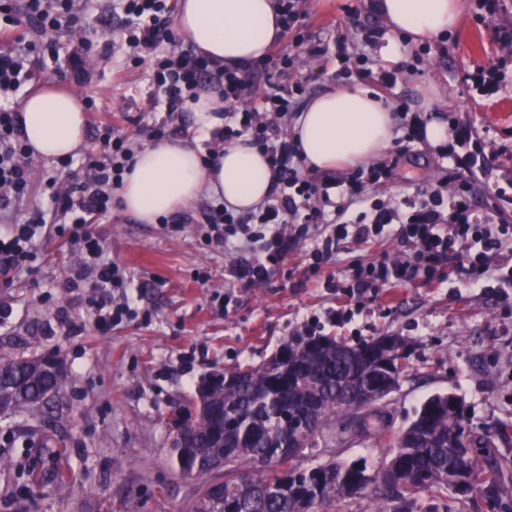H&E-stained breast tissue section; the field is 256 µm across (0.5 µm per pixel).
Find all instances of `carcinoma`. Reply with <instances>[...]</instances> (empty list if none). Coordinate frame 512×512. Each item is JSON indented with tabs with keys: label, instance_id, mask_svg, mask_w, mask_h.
<instances>
[{
	"label": "carcinoma",
	"instance_id": "obj_1",
	"mask_svg": "<svg viewBox=\"0 0 512 512\" xmlns=\"http://www.w3.org/2000/svg\"><path fill=\"white\" fill-rule=\"evenodd\" d=\"M375 343L350 346L327 337L309 350L292 340L280 347L288 353L284 370L237 365L226 368L235 383L198 386L193 422L171 448L175 475L198 485L190 512H319L367 491L394 499V512H411L419 494L448 492L458 476L467 485L460 498H477L487 489L504 495L512 486L494 437L442 398H428L402 436L390 434L384 397L370 394L355 403L376 380L379 366L370 357ZM67 383L59 364L0 354L1 412L21 406L41 414L47 397ZM278 413L311 422L310 438L297 448H313L320 438L329 447L341 446L339 431L351 440L383 443L385 461L362 483L345 463L308 466L297 457L281 458L277 449L290 433L274 419Z\"/></svg>",
	"mask_w": 512,
	"mask_h": 512
}]
</instances>
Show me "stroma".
I'll list each match as a JSON object with an SVG mask.
<instances>
[{"label": "stroma", "mask_w": 512, "mask_h": 512, "mask_svg": "<svg viewBox=\"0 0 512 512\" xmlns=\"http://www.w3.org/2000/svg\"><path fill=\"white\" fill-rule=\"evenodd\" d=\"M91 0L87 30L104 29L113 51L94 44L82 72L55 71L62 89L91 97L115 134L136 137L128 114L154 93L150 64L132 68L121 47L125 17ZM371 0H307L310 30L324 36L327 25L350 34V9L379 24ZM479 0H465L462 20L447 42L433 45L418 72L408 63L370 50L374 68L395 72L394 92L411 110L419 90L436 99L430 119L448 113L470 121L486 138L494 176H512V52L500 38L512 29V0H498L492 18L479 21ZM499 67L497 91L473 90L466 76L475 66ZM444 162L431 144L414 145L399 161L391 191H413L442 177ZM105 260L123 267L128 286L120 297L134 318L100 333L86 298L71 287L81 262L77 245L55 234L37 239L31 271L0 276V352L16 357L55 356L68 375L66 388L38 420L19 425L0 418V512H187L194 485L178 479L169 463L172 434L166 417L195 393L201 377L229 366H259L305 326L355 345L384 333L402 336L410 353L399 387L384 404L394 429H402L430 396L447 393L464 405L473 424L505 435L499 451L512 464V307L452 279L438 288L408 286L381 290L374 301L355 305L339 284L355 260L380 252L396 254V241H344L318 275L303 251L288 255L268 279L236 278L237 251L204 244L197 225L145 224L123 209L90 225ZM235 300L225 303V292ZM351 319L336 317L338 308ZM308 464L366 458L377 465L380 447L356 440L338 449H304ZM66 494L55 490L57 478Z\"/></svg>", "instance_id": "obj_1"}]
</instances>
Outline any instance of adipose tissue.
I'll return each instance as SVG.
<instances>
[{
    "instance_id": "obj_1",
    "label": "adipose tissue",
    "mask_w": 512,
    "mask_h": 512,
    "mask_svg": "<svg viewBox=\"0 0 512 512\" xmlns=\"http://www.w3.org/2000/svg\"><path fill=\"white\" fill-rule=\"evenodd\" d=\"M274 0H180L173 24L196 50L231 64L258 61L276 38ZM375 11L390 29L391 51L444 39L458 26L462 0H375ZM215 93L189 103L192 139L154 143L137 156L134 172L119 191L127 213L147 224L186 207L203 195H219L249 209L259 205L271 173L255 148L227 146L215 167H204L199 136L224 124ZM25 133L39 156L76 152L84 142V103L73 93L43 87L18 105ZM396 116L390 106L360 85H347L314 97L294 130L301 136L304 164L313 170L369 162L391 144Z\"/></svg>"
}]
</instances>
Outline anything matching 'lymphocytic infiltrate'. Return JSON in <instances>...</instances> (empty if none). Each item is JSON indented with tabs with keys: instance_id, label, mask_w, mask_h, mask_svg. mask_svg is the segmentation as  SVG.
<instances>
[{
	"instance_id": "1",
	"label": "lymphocytic infiltrate",
	"mask_w": 512,
	"mask_h": 512,
	"mask_svg": "<svg viewBox=\"0 0 512 512\" xmlns=\"http://www.w3.org/2000/svg\"><path fill=\"white\" fill-rule=\"evenodd\" d=\"M86 3L26 0L18 14L12 0H0V273L29 269L35 238L46 224L80 233L87 259L71 285L76 288L92 281L94 293L88 303L107 328L132 313L128 301L115 297L125 276L118 265L103 261L98 240L85 226L110 214L113 192L136 164L131 140L98 123L100 155L60 159L61 169L72 173V181L51 194L48 207L29 208L25 202L34 189L35 150L10 100L11 94L34 81L33 67L42 51L55 49L51 41L41 51L23 44L19 27L56 30L60 18L79 20ZM120 4L133 62H141L143 53L153 55L151 79L157 95L147 100L142 112L148 115L161 108L165 114L146 124L150 140L177 137L187 102L198 100L200 91L211 90L224 103V125L212 131L205 162H214L221 146L242 139L270 167L271 190L259 207L238 212L212 201L203 211L201 227L208 244L225 248L233 242L241 247L260 243V257L237 264L236 277L252 283L266 280L273 266L307 241L312 244L308 266L317 271L345 240L393 239L402 247L398 257L383 253L352 267L344 284L350 296L371 300L383 288L432 287L453 277L475 288L512 287V261L505 255L512 248V224L501 219L505 206L512 205V193L495 187L488 204L474 207L477 186L488 183L491 167L484 142L471 123L451 120L450 138L435 148L438 157L449 163L447 180L385 199L372 195L373 188L389 182L400 156L422 140L426 124L422 113L396 101L395 73L370 66L368 51L382 44L383 29L361 30L362 47L356 51L342 36L316 43L308 32L301 0H277L276 23L282 36L288 37L289 49L272 51L247 68L234 70L203 55L172 50L176 36L167 23L177 0H120ZM305 54L340 62L339 76L370 81L393 104L402 135L387 159L337 176L305 172L299 144L288 128L290 118L305 105L303 88L278 82L279 76L299 69Z\"/></svg>"
}]
</instances>
